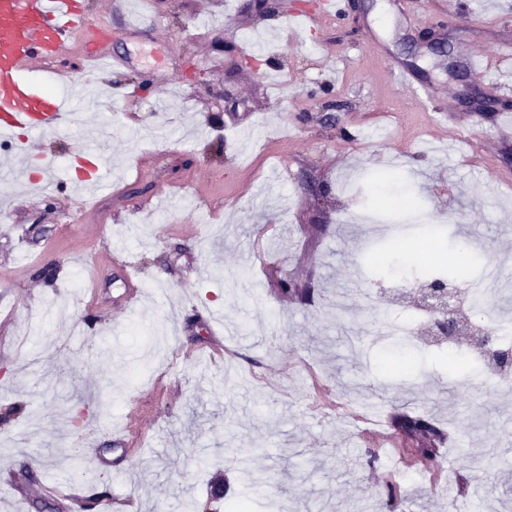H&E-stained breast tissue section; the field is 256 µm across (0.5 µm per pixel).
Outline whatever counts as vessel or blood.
<instances>
[{
    "instance_id": "1",
    "label": "vessel or blood",
    "mask_w": 512,
    "mask_h": 512,
    "mask_svg": "<svg viewBox=\"0 0 512 512\" xmlns=\"http://www.w3.org/2000/svg\"><path fill=\"white\" fill-rule=\"evenodd\" d=\"M106 18H93L84 0H0V143L22 155L32 181L57 182L55 168L45 156L32 155L27 146L36 136L66 132L76 112L98 111L100 104L81 95L49 91L30 79L33 64L51 63L56 73L77 84L107 83V69L88 73L71 67L70 59H110L111 38ZM473 70L498 87L512 86V53L504 52L496 65L471 61ZM69 171L79 184L93 188L111 177L103 147L78 150ZM121 267L125 277L123 308L132 311L141 296L138 272L130 261Z\"/></svg>"
}]
</instances>
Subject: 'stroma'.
<instances>
[{
	"label": "stroma",
	"mask_w": 512,
	"mask_h": 512,
	"mask_svg": "<svg viewBox=\"0 0 512 512\" xmlns=\"http://www.w3.org/2000/svg\"><path fill=\"white\" fill-rule=\"evenodd\" d=\"M300 0L257 15L247 0H142L135 30L111 19L109 111L78 113L70 134L33 140L59 186L22 179L0 191V512H185L216 482V512H387L360 428L383 410L432 414L448 434L436 475L400 473L403 512H449L482 488L486 512H512V457L482 455L512 432V391L482 374L449 372L448 348L421 336L386 340L383 319L407 321L385 267L392 230L418 239L440 224L478 244L512 311V135L499 127L512 88L491 91L470 65L512 48V0H341L340 19L292 29ZM430 91L413 102L392 74ZM448 109L436 132L431 109ZM104 135L113 176L84 211L66 160ZM401 175L420 211L370 208L375 175ZM161 196L155 211L140 209ZM133 258L144 298L119 303ZM309 285L286 300L281 282ZM237 326L241 350L207 338L209 311ZM382 412L355 422L345 403ZM141 434L101 462L80 455L127 418ZM73 485L67 506L42 484Z\"/></svg>",
	"instance_id": "stroma-1"
}]
</instances>
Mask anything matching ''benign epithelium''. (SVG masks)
Segmentation results:
<instances>
[{
    "label": "benign epithelium",
    "mask_w": 512,
    "mask_h": 512,
    "mask_svg": "<svg viewBox=\"0 0 512 512\" xmlns=\"http://www.w3.org/2000/svg\"><path fill=\"white\" fill-rule=\"evenodd\" d=\"M454 298L449 285L441 282L430 283L417 294V302L428 309L435 319L430 338H466L478 346L495 366L503 371H511L512 352L502 350L489 332L472 333L467 318L457 312Z\"/></svg>",
    "instance_id": "1"
}]
</instances>
